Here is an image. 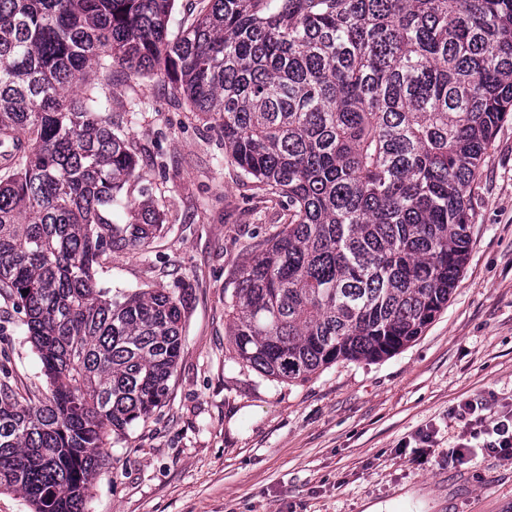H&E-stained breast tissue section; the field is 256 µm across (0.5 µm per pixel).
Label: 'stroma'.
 <instances>
[{"label": "stroma", "instance_id": "1", "mask_svg": "<svg viewBox=\"0 0 512 512\" xmlns=\"http://www.w3.org/2000/svg\"><path fill=\"white\" fill-rule=\"evenodd\" d=\"M110 117L138 156L137 200L165 213L140 251L101 260L99 287L185 295L169 397L111 440L86 512H512V460L452 455L459 402L512 408V117L474 191L471 245L445 306L379 361L278 384L228 362L224 302L252 237L285 222L253 194L166 78L114 68ZM16 298L0 295V364L19 399L48 392Z\"/></svg>", "mask_w": 512, "mask_h": 512}]
</instances>
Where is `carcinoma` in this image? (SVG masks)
Listing matches in <instances>:
<instances>
[{"instance_id": "cac0c4a2", "label": "carcinoma", "mask_w": 512, "mask_h": 512, "mask_svg": "<svg viewBox=\"0 0 512 512\" xmlns=\"http://www.w3.org/2000/svg\"><path fill=\"white\" fill-rule=\"evenodd\" d=\"M0 0V289L50 395L0 365V489L84 512L108 434L167 400L183 300L97 286L149 246L136 153L94 75H160L288 220L252 246L224 307L229 360L277 382L398 352L452 293L472 185L512 113V0ZM28 294H22L23 290Z\"/></svg>"}]
</instances>
